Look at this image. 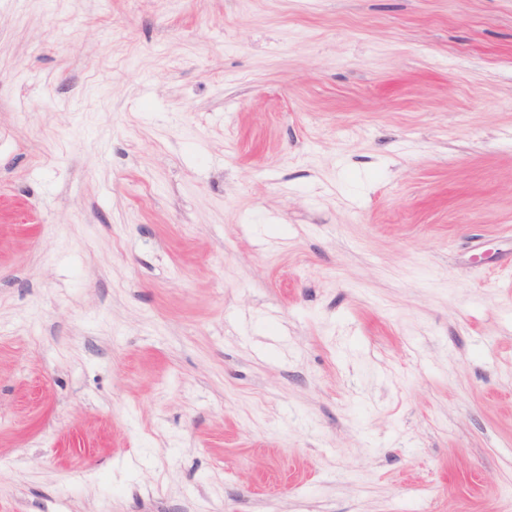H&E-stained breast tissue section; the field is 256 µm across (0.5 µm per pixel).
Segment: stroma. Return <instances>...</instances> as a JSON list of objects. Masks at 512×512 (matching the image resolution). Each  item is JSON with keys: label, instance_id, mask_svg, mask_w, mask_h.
Masks as SVG:
<instances>
[{"label": "stroma", "instance_id": "obj_1", "mask_svg": "<svg viewBox=\"0 0 512 512\" xmlns=\"http://www.w3.org/2000/svg\"><path fill=\"white\" fill-rule=\"evenodd\" d=\"M0 512H512V0H0Z\"/></svg>", "mask_w": 512, "mask_h": 512}]
</instances>
